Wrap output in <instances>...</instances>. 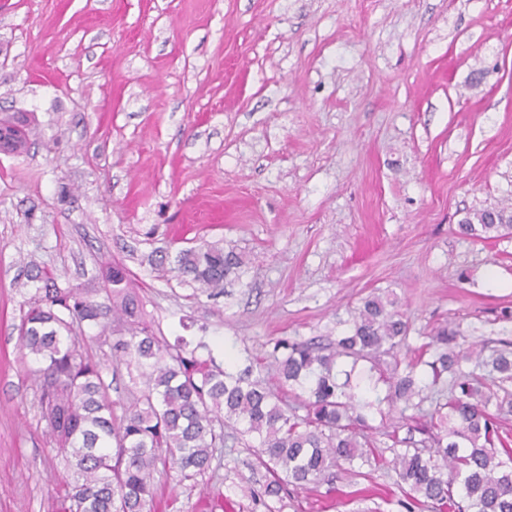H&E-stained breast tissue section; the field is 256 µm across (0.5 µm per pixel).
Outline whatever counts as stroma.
I'll return each instance as SVG.
<instances>
[{
  "mask_svg": "<svg viewBox=\"0 0 512 512\" xmlns=\"http://www.w3.org/2000/svg\"><path fill=\"white\" fill-rule=\"evenodd\" d=\"M34 116L28 154L0 153V512H61L17 325L36 259L103 304L123 266L168 343L217 364L276 340L333 343L362 301L394 294L410 360L460 325L467 344L512 341V235L458 233L512 202V0H0V115ZM207 241L240 253L207 298L148 262ZM136 387L113 337L76 329ZM380 463L291 490L280 512H403ZM242 447L210 469L156 475V512H265L243 491Z\"/></svg>",
  "mask_w": 512,
  "mask_h": 512,
  "instance_id": "35a3bbf8",
  "label": "stroma"
}]
</instances>
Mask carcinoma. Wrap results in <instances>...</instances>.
Wrapping results in <instances>:
<instances>
[{
    "mask_svg": "<svg viewBox=\"0 0 512 512\" xmlns=\"http://www.w3.org/2000/svg\"><path fill=\"white\" fill-rule=\"evenodd\" d=\"M459 233L488 240L512 234V204L468 214ZM198 285L209 297L224 293L243 265L233 250L203 242L168 252L155 266ZM21 287L36 284L18 326L21 356L39 364L42 419L56 447L67 455V512H149L159 467L174 466L190 478L208 470L227 442H257L245 491L267 512L288 487L330 483L334 469L371 465L373 443L357 433L374 412L399 410V427L385 432L395 449L389 461L404 494L406 512L427 505L437 512H512V443L497 424L512 413L500 396L512 384V342L464 349L460 332L446 326L406 365L375 373V361L397 356L409 325L394 298L363 301L336 337L335 347L282 339L273 358L281 384L299 405L254 376L248 358L221 369L212 356L172 346L142 318L131 282L112 267L105 292L117 322L127 326L113 350L130 357L143 388L115 415L104 366L71 340L74 324L102 329L100 305L34 259ZM429 409H424V404ZM305 414H298L299 409ZM413 410L415 414L406 415ZM421 435L415 439V435Z\"/></svg>",
    "mask_w": 512,
    "mask_h": 512,
    "instance_id": "1",
    "label": "carcinoma"
}]
</instances>
